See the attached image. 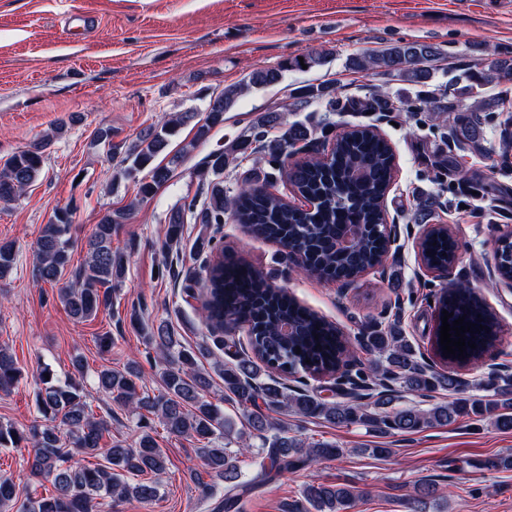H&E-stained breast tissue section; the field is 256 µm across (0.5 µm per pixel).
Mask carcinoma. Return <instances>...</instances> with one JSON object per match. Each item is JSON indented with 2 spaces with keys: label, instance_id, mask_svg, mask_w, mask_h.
<instances>
[{
  "label": "carcinoma",
  "instance_id": "carcinoma-1",
  "mask_svg": "<svg viewBox=\"0 0 512 512\" xmlns=\"http://www.w3.org/2000/svg\"><path fill=\"white\" fill-rule=\"evenodd\" d=\"M440 54L431 44L402 40L350 60L354 70H374L415 89L411 98L391 97L380 91L363 98H344L335 84L319 83L297 88L292 106L319 103L327 112H446L452 139L478 150L493 163H508L512 112L499 119L506 103L483 96V88L494 82H512V57L495 58L487 64L481 58L474 59L453 83L433 93L429 91V63ZM280 79L279 69L256 70L246 83L224 90L216 98L219 106L208 108L205 117L178 112L148 128L125 152L117 176L133 178L149 170L150 180L140 182L139 195L143 200L152 197L169 180L170 166L178 163L179 156L172 157L167 166L154 161L182 126L195 122L196 140L202 141L213 126L224 123V113L234 107L242 92L276 84ZM276 126L281 127V133L269 136V129ZM487 126L499 147L487 138ZM315 135L314 127L288 124L276 110L263 113L224 148L207 157L208 207L200 210L197 198L184 197L169 218V243L180 242L185 215H195L203 224H222L228 212L258 238L277 241L285 248L290 244L299 247L326 276L357 275L379 263L389 245L384 225L385 199L394 171L392 148L372 126L357 124L336 136L326 156L290 161L295 144L310 141ZM256 153L260 157L247 170L242 192L233 198L227 196L224 168L237 167ZM42 166L39 146L11 155L0 168V201L19 197L39 177ZM274 174L286 176L297 194L314 202L313 209L299 208L270 192L266 184ZM127 216L124 210L109 211L94 225L87 258L68 281L70 214L60 211L53 223L45 225L36 243L34 277L38 283L58 286V299L72 317L87 320L112 307V291L127 263L112 252V233ZM348 224L358 226L359 234L350 251L339 247ZM456 250L455 240L444 227L430 230L420 241L423 262L437 269L448 266ZM494 257L500 279L512 280V236L498 239ZM15 260L14 244L0 241V279L11 273ZM205 272L206 323L217 333L246 332L249 352H234L228 363L215 361L224 380V401L236 408L239 421L225 416L205 395L209 379L199 367V355L207 347L185 345L165 323L152 326L146 331L148 344L159 359L171 363L162 374V390L151 393L146 384H137L141 368L136 360L129 361L122 371L104 368L97 372V389L137 420L140 434L136 446L127 448L116 441L102 449L108 425L92 410L91 393L79 381L62 386L43 376L36 398L38 410L43 417L59 421L65 433L36 426L24 432L0 422V448H29L26 464L30 473L49 482L53 491L20 502L14 482L1 476L0 512H101L102 501L107 498L155 500L167 469L165 451L154 436L158 425L170 436L197 442L196 451L206 467L224 482L221 504L226 512L236 508L244 491L303 465L344 454L334 442L288 435L269 419V411L293 412L340 427L364 426L382 434L421 432L470 415L499 429H512V374H491L469 384L449 372L437 371L417 356L397 318L377 323L368 335L357 338L361 348L376 356L367 370L355 372L361 399L345 394L331 401L317 396L304 383L289 387L281 376L339 374L349 361L348 339L336 324L272 287L262 271L245 261L214 263L207 259ZM436 304L438 319H443L442 311L446 310L452 313L448 323L463 316L477 328L465 333V342H475L476 348H466L461 358H447L443 353L440 357L457 365L480 362L498 340L494 314L462 283L443 292ZM283 326L288 332L281 331ZM19 376L16 360L0 347V391L10 392ZM438 388L448 389L455 397L428 407L398 404L403 392L423 396ZM101 453L108 465L81 463V458ZM435 492L432 484L415 490L412 512H425L427 499ZM361 496L350 485L308 483L300 499L285 506V512H349Z\"/></svg>",
  "mask_w": 512,
  "mask_h": 512
}]
</instances>
